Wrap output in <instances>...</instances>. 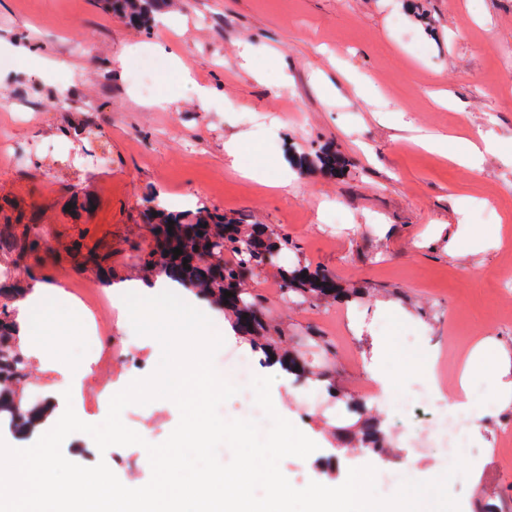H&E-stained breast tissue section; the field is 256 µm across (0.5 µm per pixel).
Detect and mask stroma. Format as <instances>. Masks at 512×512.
<instances>
[{"mask_svg":"<svg viewBox=\"0 0 512 512\" xmlns=\"http://www.w3.org/2000/svg\"><path fill=\"white\" fill-rule=\"evenodd\" d=\"M27 43L37 61L11 55ZM250 47L263 77L242 72ZM512 0H167L149 28L131 26L98 0H0V227L22 233L39 225L44 244L22 275L24 286H52L84 304L91 291L145 286L146 221L151 197L192 199L243 224L287 234L281 264L328 270L350 296L287 304L276 268L248 286L279 343L269 363L229 311L188 292L187 303L212 321L225 351L273 377L277 413L317 449L284 458L297 488L341 485L349 469H412L428 480L443 471L441 448H416L422 423L401 401L430 355L445 354L440 392L451 406L459 386L460 348L483 339L493 361L512 362ZM370 78L378 96L358 95L353 78ZM333 94H325L324 84ZM213 94L200 100L192 85ZM68 104H60L61 87ZM403 106L407 126L377 100ZM249 136L242 166L263 170L268 185L230 169L224 143ZM497 148L464 167L452 157L478 135ZM443 135L448 154L415 145ZM333 152L335 170L321 166ZM290 174L288 187L274 180ZM112 359L81 383L74 411L101 423L103 394L150 375L161 347L129 320L112 324ZM323 337L327 348L311 344ZM33 341L49 357L88 364L85 322L72 307L47 312ZM327 372L328 381L297 380L282 359ZM393 383L372 393L371 370ZM359 401L387 435L389 454L350 441ZM166 399L132 404L126 426L163 442L179 422ZM512 405L493 408L462 452L467 476L450 491L461 512L479 504L512 512ZM108 467L127 487L151 477L143 449L116 446Z\"/></svg>","mask_w":512,"mask_h":512,"instance_id":"1","label":"stroma"}]
</instances>
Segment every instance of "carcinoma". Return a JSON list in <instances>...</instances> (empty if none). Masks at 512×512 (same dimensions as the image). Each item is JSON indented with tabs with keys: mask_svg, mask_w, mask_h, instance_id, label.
Wrapping results in <instances>:
<instances>
[{
	"mask_svg": "<svg viewBox=\"0 0 512 512\" xmlns=\"http://www.w3.org/2000/svg\"><path fill=\"white\" fill-rule=\"evenodd\" d=\"M103 6L132 25H142L151 20L161 4L160 0H103ZM151 203L155 228L148 266L154 277L199 290L213 305L230 310L236 326L253 337L264 352H271L273 337L266 335L268 324L262 312V299L244 286L246 280L259 275L288 249V236L264 224L246 228L205 208L195 213L172 212L155 198ZM39 238V229L34 224L25 226L20 239L11 233H0V261L6 267L21 266ZM175 248L183 254L174 256ZM280 278L283 296L299 303L334 297L340 292L335 279L320 269H283ZM19 283L15 279L13 287H0V414L9 416L14 433L28 436L45 421L48 402L28 406L19 392L26 377V363L18 343L14 303L23 300L27 292ZM226 291L232 296L225 297ZM244 308L253 310L252 318H242ZM360 432L366 450L382 455L386 438L379 423L367 420Z\"/></svg>",
	"mask_w": 512,
	"mask_h": 512,
	"instance_id": "carcinoma-1",
	"label": "carcinoma"
}]
</instances>
